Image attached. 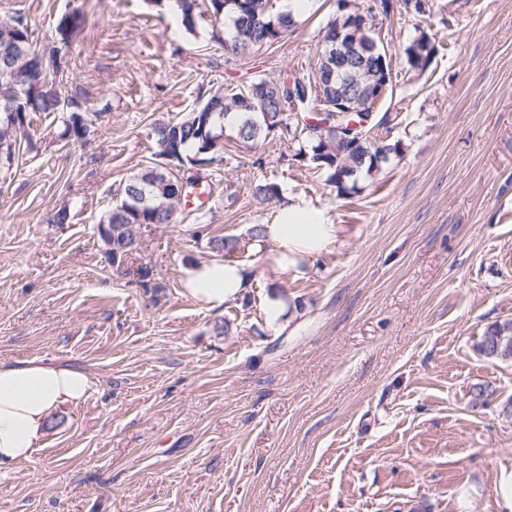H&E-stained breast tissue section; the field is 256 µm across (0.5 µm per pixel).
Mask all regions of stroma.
I'll use <instances>...</instances> for the list:
<instances>
[{
    "mask_svg": "<svg viewBox=\"0 0 512 512\" xmlns=\"http://www.w3.org/2000/svg\"><path fill=\"white\" fill-rule=\"evenodd\" d=\"M426 2L423 26L379 20L393 86L376 110L399 155L340 194L291 138L225 132L222 163L184 169L216 206L142 225L119 270L98 224L150 161L153 122L234 73L308 76L336 0H308L295 28L245 57L146 0H0L40 47L66 9L83 11L61 91H87L101 114L75 142L60 114H30L36 147L0 175V359L93 382L28 460L0 464V512H501L512 360L477 345L512 319V0ZM423 30L437 55L407 71L399 55ZM264 179L303 195L335 241L278 265L253 237L278 210L250 195ZM61 209L67 223H52ZM215 237L236 246L217 255ZM219 256L249 286L209 309L181 270ZM274 294L290 304L276 324Z\"/></svg>",
    "mask_w": 512,
    "mask_h": 512,
    "instance_id": "stroma-1",
    "label": "stroma"
}]
</instances>
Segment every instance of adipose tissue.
I'll list each match as a JSON object with an SVG mask.
<instances>
[{
    "label": "adipose tissue",
    "mask_w": 512,
    "mask_h": 512,
    "mask_svg": "<svg viewBox=\"0 0 512 512\" xmlns=\"http://www.w3.org/2000/svg\"><path fill=\"white\" fill-rule=\"evenodd\" d=\"M264 234L277 247L276 261L285 266L297 255H312L336 238L335 225L304 199L284 195L274 223ZM250 275L236 262H195L182 271V283L204 306L216 308L241 297ZM92 382L83 371L35 360H0V463L27 460L51 413L84 400Z\"/></svg>",
    "instance_id": "adipose-tissue-1"
}]
</instances>
